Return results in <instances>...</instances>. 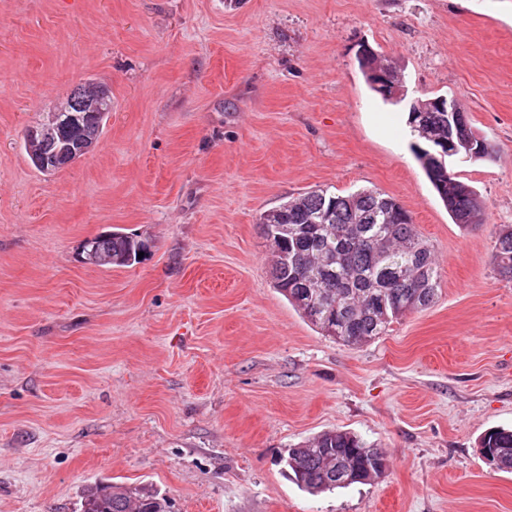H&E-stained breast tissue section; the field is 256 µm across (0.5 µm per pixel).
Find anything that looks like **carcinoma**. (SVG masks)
<instances>
[{
  "mask_svg": "<svg viewBox=\"0 0 512 512\" xmlns=\"http://www.w3.org/2000/svg\"><path fill=\"white\" fill-rule=\"evenodd\" d=\"M97 108L86 104V87L73 89L56 111L61 113L54 140L74 136L70 114L89 115L86 145L101 136L112 111V93L94 84ZM422 130L431 136H467V113L423 112ZM429 181L457 224H480L477 193L459 182L453 201L442 193L448 167L430 146H413ZM259 224L273 248L275 288L322 334L346 346H358L385 336L403 315L431 306L440 291L439 265L432 246L417 232L406 210L391 196L361 188L347 194L314 190L291 196L261 213ZM148 245L121 231L85 240L86 258L101 268L138 262ZM493 264L500 276L512 278V229L499 232ZM483 453L500 470L512 471V430L496 429L481 440ZM288 474L297 485L317 494L364 484L385 474L386 454L357 436L332 430L288 449ZM80 512H170L169 500L149 487L94 482L82 493Z\"/></svg>",
  "mask_w": 512,
  "mask_h": 512,
  "instance_id": "obj_1",
  "label": "carcinoma"
}]
</instances>
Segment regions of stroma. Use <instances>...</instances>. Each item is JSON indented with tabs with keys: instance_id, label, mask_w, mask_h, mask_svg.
Listing matches in <instances>:
<instances>
[{
	"instance_id": "stroma-1",
	"label": "stroma",
	"mask_w": 512,
	"mask_h": 512,
	"mask_svg": "<svg viewBox=\"0 0 512 512\" xmlns=\"http://www.w3.org/2000/svg\"><path fill=\"white\" fill-rule=\"evenodd\" d=\"M408 96L455 99L487 157L449 159L483 222L457 224L404 136ZM112 112L70 166L22 144L75 87ZM395 198L441 269L430 307L352 348L274 287L258 219L288 197ZM512 0H0V512H78L94 481L174 512H512L481 438L512 428ZM121 230L129 267L82 263ZM355 433L369 484L310 494L291 447ZM360 67L362 68L363 72L366 75L367 81L370 85V88L377 92L374 87L379 90L382 94L392 96L399 95L400 93V87L402 84V79L396 72L392 70H381L377 67L372 66L368 70V75L370 77V81L367 75L366 66L362 62V60H358ZM374 86H372L371 84ZM379 93V92H377ZM380 94V93H379ZM493 264L500 276L512 278V229H502L495 238ZM148 245L144 241L136 240L121 231L97 235L85 240V252L81 247V260L101 268L126 267L138 262V253L146 252ZM86 254V259L84 257Z\"/></svg>"
}]
</instances>
